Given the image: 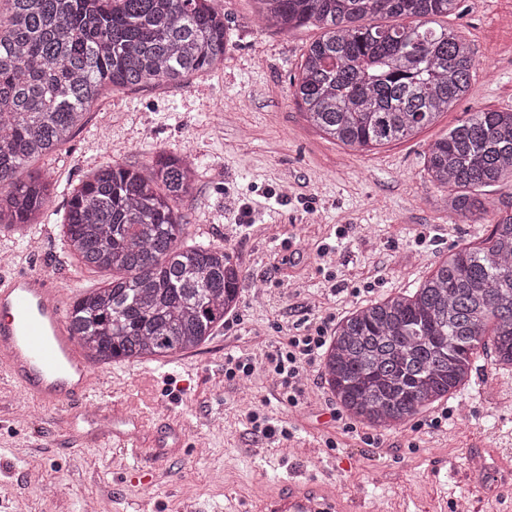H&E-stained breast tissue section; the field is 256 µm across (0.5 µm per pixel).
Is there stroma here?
<instances>
[{"instance_id":"35a3bbf8","label":"stroma","mask_w":512,"mask_h":512,"mask_svg":"<svg viewBox=\"0 0 512 512\" xmlns=\"http://www.w3.org/2000/svg\"><path fill=\"white\" fill-rule=\"evenodd\" d=\"M214 5L232 34L223 66L104 94L71 140L37 163L54 187L41 224L25 238L0 235V249L65 254L77 291L104 286L106 274L65 253L69 192L100 163L141 167L157 152L189 151L198 176L178 203L183 239L230 253L243 271L240 303L194 352L106 365L99 395L141 421L140 458L95 440V419L47 428L33 402L36 423L18 426L22 393L0 381V512H85L99 496L114 512L143 503L148 512H251L290 481L331 486L344 502L362 496L367 512H452L460 500L470 512H512V370L495 369L491 354L444 406L392 429L351 419L312 365L307 402L265 408L274 425L296 426L289 441L256 437L246 420L270 384L264 372L224 383L226 355H252L409 290L456 245L488 236L490 222L449 217L424 153L471 112L512 109V0H459L439 17L479 62L469 93L411 139L366 152L327 139L294 96L320 28L281 33L258 23L252 0ZM325 244L333 251L324 258Z\"/></svg>"}]
</instances>
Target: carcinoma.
<instances>
[{"label":"carcinoma","mask_w":512,"mask_h":512,"mask_svg":"<svg viewBox=\"0 0 512 512\" xmlns=\"http://www.w3.org/2000/svg\"><path fill=\"white\" fill-rule=\"evenodd\" d=\"M0 11V234L26 237L51 201L47 171L104 90L178 84L215 69L231 43L209 0H5ZM267 28L314 25L294 94L307 120L356 151L407 140L461 100L479 66L432 18L458 0H253ZM389 20L378 25L375 20ZM415 19L404 25L400 20ZM448 213L478 222L481 189L512 197V111L479 110L424 154ZM198 168L160 154L106 162L73 190L63 240L88 270L112 272L70 312L96 365L194 350L236 308L242 271L220 246L182 241L177 204ZM321 376L343 409L375 428L410 422L469 382L480 355L512 369V211L486 239L448 254L414 291L337 324Z\"/></svg>","instance_id":"obj_1"}]
</instances>
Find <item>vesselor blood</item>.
Listing matches in <instances>:
<instances>
[{"label":"vessel or blood","mask_w":512,"mask_h":512,"mask_svg":"<svg viewBox=\"0 0 512 512\" xmlns=\"http://www.w3.org/2000/svg\"><path fill=\"white\" fill-rule=\"evenodd\" d=\"M55 270L0 269V379L16 383L38 405L66 414L95 411L110 420L97 399L99 376L81 352L67 317L62 282ZM331 495L320 485H280L259 512H323Z\"/></svg>","instance_id":"1"}]
</instances>
